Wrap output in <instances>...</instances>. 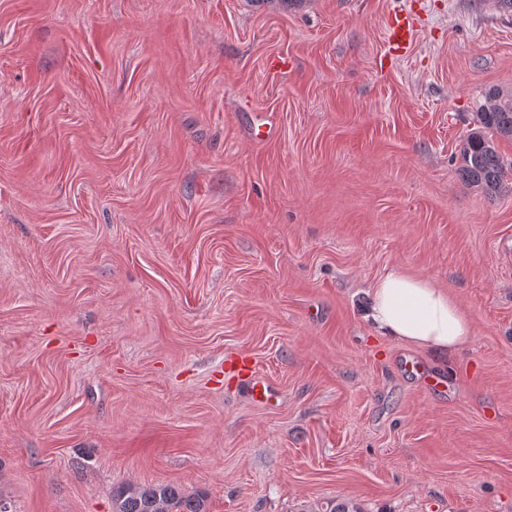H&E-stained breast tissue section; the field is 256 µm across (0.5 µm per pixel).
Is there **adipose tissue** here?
I'll return each mask as SVG.
<instances>
[{"label":"adipose tissue","instance_id":"1","mask_svg":"<svg viewBox=\"0 0 512 512\" xmlns=\"http://www.w3.org/2000/svg\"><path fill=\"white\" fill-rule=\"evenodd\" d=\"M366 317L380 336L442 358L463 349L473 336L469 315L447 290L399 268L372 285Z\"/></svg>","mask_w":512,"mask_h":512}]
</instances>
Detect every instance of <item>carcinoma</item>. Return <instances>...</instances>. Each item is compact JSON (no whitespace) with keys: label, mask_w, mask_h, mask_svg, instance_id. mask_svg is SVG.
<instances>
[{"label":"carcinoma","mask_w":512,"mask_h":512,"mask_svg":"<svg viewBox=\"0 0 512 512\" xmlns=\"http://www.w3.org/2000/svg\"><path fill=\"white\" fill-rule=\"evenodd\" d=\"M512 133V92L490 89L478 108V126L459 148L456 172L467 186L493 196L504 188L506 164L496 139ZM112 512H207L205 500L173 484L125 485L112 491Z\"/></svg>","instance_id":"1"}]
</instances>
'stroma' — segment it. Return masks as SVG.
Here are the masks:
<instances>
[{"label": "stroma", "instance_id": "35a3bbf8", "mask_svg": "<svg viewBox=\"0 0 512 512\" xmlns=\"http://www.w3.org/2000/svg\"><path fill=\"white\" fill-rule=\"evenodd\" d=\"M491 88L498 0H0V499L512 512V176L455 164ZM394 267L458 301L464 349L371 328ZM412 23L408 16L403 14L391 17L388 29V42L395 53L401 52L409 42ZM229 370L244 383L255 402L265 404L269 401L271 397L269 385L249 359L239 357L231 360ZM113 512H207L201 496L185 495L173 484L125 485L112 491Z\"/></svg>", "mask_w": 512, "mask_h": 512}]
</instances>
